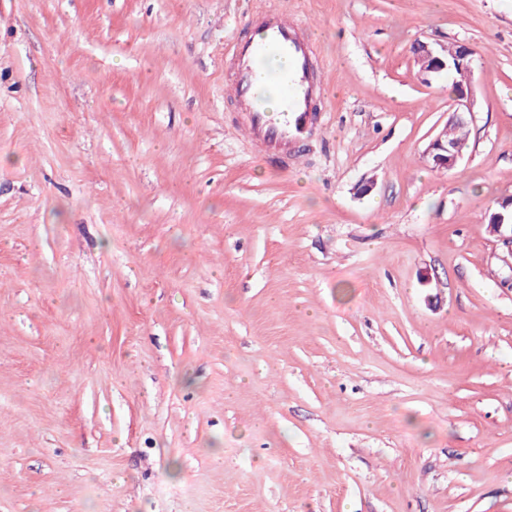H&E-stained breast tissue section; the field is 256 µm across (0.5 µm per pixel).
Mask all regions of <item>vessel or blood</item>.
Instances as JSON below:
<instances>
[{"mask_svg":"<svg viewBox=\"0 0 512 512\" xmlns=\"http://www.w3.org/2000/svg\"><path fill=\"white\" fill-rule=\"evenodd\" d=\"M310 45L298 32L296 18L273 11L236 48L238 73L230 86L231 97L243 112V128L252 141L273 152L303 142L312 132L316 83L310 69ZM284 57L287 68L268 74L265 62ZM275 89L282 111L272 119L262 106L264 87Z\"/></svg>","mask_w":512,"mask_h":512,"instance_id":"1","label":"vessel or blood"}]
</instances>
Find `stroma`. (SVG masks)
Instances as JSON below:
<instances>
[{
  "label": "stroma",
  "mask_w": 512,
  "mask_h": 512,
  "mask_svg": "<svg viewBox=\"0 0 512 512\" xmlns=\"http://www.w3.org/2000/svg\"><path fill=\"white\" fill-rule=\"evenodd\" d=\"M276 10L284 166L226 94ZM509 195L512 0H0V512H512ZM298 26L296 18L270 12L236 48L238 73L230 85V95L246 117L242 128L249 140L262 142L273 153L303 142L311 134L315 118L311 49ZM276 57H288V69L278 70L271 79L264 63ZM267 83L278 96L273 91L266 93L264 104L270 110H278L279 99L282 104L277 121L262 106ZM414 51L417 60L421 63L423 73H436L444 69H448V72L452 69L471 71L470 56L473 50L465 45H454L449 55L448 47H444L443 51L446 52V56L426 43L417 44ZM448 58H451V60H448ZM454 78L453 89L454 91L459 90L455 95V108L449 117V122L456 124L459 129L466 130V137L464 139V142H466V140L469 139V126L473 117L471 86L470 84L467 86H461L462 84H465L469 78L466 73L457 71L454 73ZM457 127L453 124H446L437 134H435L427 147V154L433 158V161L438 167L448 169L454 168L460 160H462L464 156L463 151L466 152L468 149V142L464 149L463 142L454 143L460 139V133ZM443 135L447 140L443 139ZM504 204H506V200L503 201ZM499 201L495 203V207L493 211L489 215V221H488V227H490L491 224H495L498 221L502 219L503 223L505 224H496V230L492 231L490 227L491 233L496 235L499 238V241H501L504 248H506L508 256L511 258L512 263V210L511 206H505ZM504 225L507 227L504 228Z\"/></svg>",
  "instance_id": "1"
}]
</instances>
